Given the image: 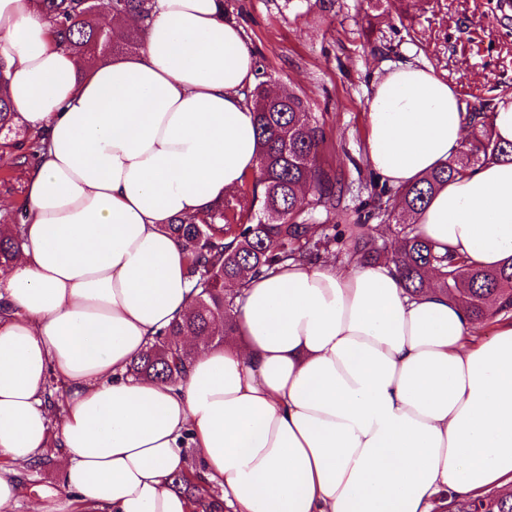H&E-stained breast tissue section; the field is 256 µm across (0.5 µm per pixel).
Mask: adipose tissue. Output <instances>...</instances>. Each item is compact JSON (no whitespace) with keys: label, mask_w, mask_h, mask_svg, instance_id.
<instances>
[{"label":"adipose tissue","mask_w":512,"mask_h":512,"mask_svg":"<svg viewBox=\"0 0 512 512\" xmlns=\"http://www.w3.org/2000/svg\"><path fill=\"white\" fill-rule=\"evenodd\" d=\"M257 62L220 0H154L140 49L91 69L35 0H0V95L40 138L24 244L0 279V512L49 447L82 512H193L196 467L226 512H430L512 490V321L485 342L385 260L250 280L234 339L176 386L126 370L193 297L164 230L258 175L244 96ZM458 89L426 64L370 84L366 159L400 187L461 154ZM437 249L512 260V161L448 182L418 218ZM63 386L48 404L50 381ZM174 481L177 487L183 488L186 493L190 494L195 498L196 501H198L202 512L216 511L210 509L212 503L210 502V495L208 494V490L204 485L196 483L195 475L188 472L176 476Z\"/></svg>","instance_id":"adipose-tissue-1"}]
</instances>
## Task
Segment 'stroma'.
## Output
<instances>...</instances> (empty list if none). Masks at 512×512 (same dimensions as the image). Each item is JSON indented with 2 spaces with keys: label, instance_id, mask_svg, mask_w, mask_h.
<instances>
[{
  "label": "stroma",
  "instance_id": "obj_1",
  "mask_svg": "<svg viewBox=\"0 0 512 512\" xmlns=\"http://www.w3.org/2000/svg\"><path fill=\"white\" fill-rule=\"evenodd\" d=\"M401 0H230L267 85L302 94L326 119V165L369 178L365 157L367 91L389 65L422 62L455 84L465 108L512 94V6L504 0H418L410 28ZM23 123L0 131V224L26 219L24 168L13 143H35ZM17 512H77L53 467L20 476Z\"/></svg>",
  "mask_w": 512,
  "mask_h": 512
}]
</instances>
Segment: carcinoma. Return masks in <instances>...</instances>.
I'll return each instance as SVG.
<instances>
[{
  "label": "carcinoma",
  "mask_w": 512,
  "mask_h": 512,
  "mask_svg": "<svg viewBox=\"0 0 512 512\" xmlns=\"http://www.w3.org/2000/svg\"><path fill=\"white\" fill-rule=\"evenodd\" d=\"M38 2L58 42L88 68L143 44L141 29L86 26L92 14L86 0ZM111 7L117 16L134 13L145 23L152 18L153 0H111ZM244 95L254 114L263 172L205 213L166 225L187 254V276L198 293L187 317L172 323L158 344L132 362L129 374L136 379L176 381L194 357L181 344L186 329H194L206 345L224 344L225 337L234 335L233 311L248 279L276 273L290 262L315 263L343 237L334 221L345 183L337 170L322 162L323 116L310 111L301 94L285 88L271 94L263 81ZM487 109L489 104L481 103L466 113L470 141L463 160H450L410 186L391 189L371 184L363 211L345 225L348 236L344 241L345 255L354 263L384 258L394 264L411 294L425 290V272L434 269L438 289L483 324L512 314V263L481 268L468 265L461 257L440 254L420 232L416 216L444 184L468 170L512 157V144L505 146L494 138ZM385 196L396 197L394 209L383 202ZM370 221L395 224L399 249L392 252L363 231ZM1 228L0 224V272L5 274L23 242L22 225H8L6 234ZM217 314L224 316L219 332L213 330ZM175 485L198 501L201 512H213L208 490L196 482L195 475H178ZM445 501L453 512H473L484 506L486 512H512V493L500 491L467 498L450 494Z\"/></svg>",
  "instance_id": "1"
}]
</instances>
